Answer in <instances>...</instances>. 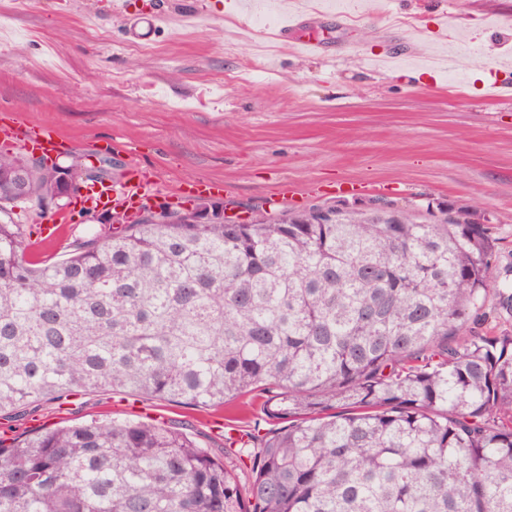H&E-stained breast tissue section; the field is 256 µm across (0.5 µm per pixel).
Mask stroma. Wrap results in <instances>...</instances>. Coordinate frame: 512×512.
Listing matches in <instances>:
<instances>
[{
	"label": "stroma",
	"mask_w": 512,
	"mask_h": 512,
	"mask_svg": "<svg viewBox=\"0 0 512 512\" xmlns=\"http://www.w3.org/2000/svg\"><path fill=\"white\" fill-rule=\"evenodd\" d=\"M158 18L150 38L130 39L139 17ZM245 0H0V109L71 140L72 156L132 167L167 187L222 182V202L255 213L386 197L403 205L476 210L512 267V0H363L337 13L322 56L248 32ZM480 55L438 67L449 42ZM509 96L483 97L490 77ZM300 195L285 198L282 183ZM73 217L42 257L109 223ZM262 395L196 407L91 392L49 402L16 433L85 416L144 418L220 454V428L260 420Z\"/></svg>",
	"instance_id": "35a3bbf8"
}]
</instances>
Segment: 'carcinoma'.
<instances>
[{"mask_svg":"<svg viewBox=\"0 0 512 512\" xmlns=\"http://www.w3.org/2000/svg\"><path fill=\"white\" fill-rule=\"evenodd\" d=\"M78 168L0 150V419L90 391L258 390L282 426L224 435L221 459L137 419L1 434L0 512H512V335L476 328L491 289L512 316V288L475 212L226 224L199 203L28 254L13 208L64 207Z\"/></svg>","mask_w":512,"mask_h":512,"instance_id":"1","label":"carcinoma"}]
</instances>
